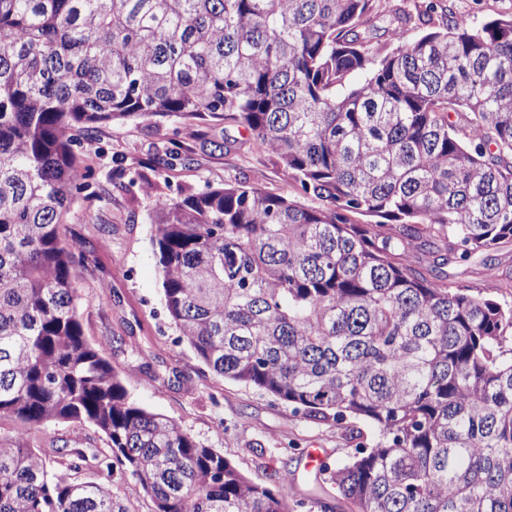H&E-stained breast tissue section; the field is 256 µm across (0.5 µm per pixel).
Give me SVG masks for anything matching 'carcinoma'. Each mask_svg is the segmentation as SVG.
<instances>
[{
    "label": "carcinoma",
    "instance_id": "cac0c4a2",
    "mask_svg": "<svg viewBox=\"0 0 512 512\" xmlns=\"http://www.w3.org/2000/svg\"><path fill=\"white\" fill-rule=\"evenodd\" d=\"M373 9L0 0V512H131L127 474L153 512L302 506L288 477L257 483L132 401L84 335L61 232L76 133L156 117L244 127L325 202L244 182L157 195L180 341L313 420L370 424L374 447L320 469L352 512H512V271H444L512 242V16L447 4L437 26L427 4V31L382 54ZM115 491L128 502L131 512H151L150 499L145 496L138 481L130 474L115 484Z\"/></svg>",
    "mask_w": 512,
    "mask_h": 512
}]
</instances>
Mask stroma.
<instances>
[{"label": "stroma", "mask_w": 512, "mask_h": 512, "mask_svg": "<svg viewBox=\"0 0 512 512\" xmlns=\"http://www.w3.org/2000/svg\"><path fill=\"white\" fill-rule=\"evenodd\" d=\"M98 153H79L85 189L76 192L64 233L88 261L75 281L83 298L84 332L101 344L130 398L148 411L174 417L197 441L229 458L246 476L277 488L280 476L296 499L312 502L333 491L321 473L307 474V449L329 464L378 440L368 424L349 439L343 425L316 421L254 388L224 379L178 340L161 295L149 220L155 194L175 197L227 183H257L265 191L301 195L295 181L244 128L229 123L147 119L100 126ZM178 143L181 160L158 173L154 158ZM146 351L140 360L131 353Z\"/></svg>", "instance_id": "stroma-1"}]
</instances>
